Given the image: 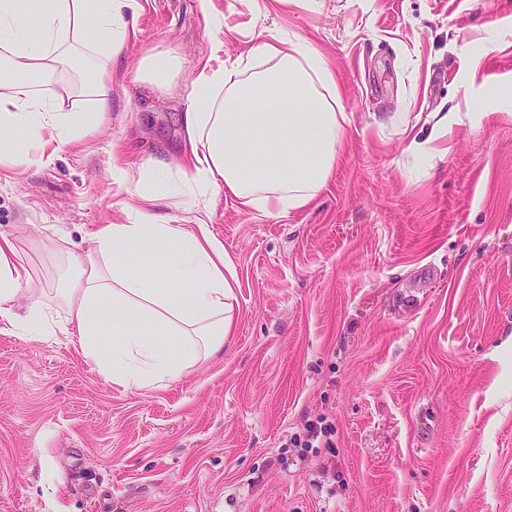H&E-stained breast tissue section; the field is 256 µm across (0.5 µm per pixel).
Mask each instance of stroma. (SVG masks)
<instances>
[{
	"mask_svg": "<svg viewBox=\"0 0 512 512\" xmlns=\"http://www.w3.org/2000/svg\"><path fill=\"white\" fill-rule=\"evenodd\" d=\"M112 112L40 168L0 173V232L46 295L102 224L187 210L113 181L182 147L199 0H140ZM220 58L290 32L336 65L347 137L304 210L218 199L235 282L222 354L166 387L113 385L64 335L0 332V512H512V0H214ZM448 129L434 137L436 113ZM435 139L420 164L412 140ZM326 420L331 449L305 447ZM182 72L181 59L169 49H150L134 68V82L147 83L157 89L168 87Z\"/></svg>",
	"mask_w": 512,
	"mask_h": 512,
	"instance_id": "1",
	"label": "stroma"
}]
</instances>
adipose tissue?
Returning a JSON list of instances; mask_svg holds the SVG:
<instances>
[{
	"label": "adipose tissue",
	"instance_id": "1",
	"mask_svg": "<svg viewBox=\"0 0 512 512\" xmlns=\"http://www.w3.org/2000/svg\"><path fill=\"white\" fill-rule=\"evenodd\" d=\"M138 10V0H0V170L40 164L107 119L112 76L137 36ZM181 71L171 50L153 48L139 58L134 79L163 89ZM184 94L178 157L113 165L115 181L147 198L186 197L206 212L222 195L281 216L327 187L346 116L336 67L307 38L258 34L230 65L200 63ZM94 241L92 249L65 253L71 275L57 299L68 313L67 336L115 384L159 387L223 351L234 295L212 236L145 214L133 224L100 225ZM133 251L155 260L151 275L132 265ZM17 257L12 238L0 233V331L39 339L52 331L50 303ZM160 335L177 342L160 346Z\"/></svg>",
	"mask_w": 512,
	"mask_h": 512
}]
</instances>
